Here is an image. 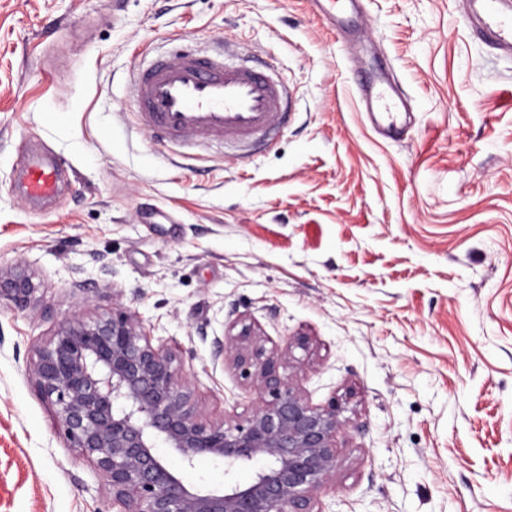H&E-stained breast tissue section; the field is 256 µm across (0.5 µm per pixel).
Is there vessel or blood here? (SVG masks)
I'll return each mask as SVG.
<instances>
[{
    "instance_id": "obj_1",
    "label": "vessel or blood",
    "mask_w": 512,
    "mask_h": 512,
    "mask_svg": "<svg viewBox=\"0 0 512 512\" xmlns=\"http://www.w3.org/2000/svg\"><path fill=\"white\" fill-rule=\"evenodd\" d=\"M473 32L505 54H512V0H480L470 19ZM368 112L393 116L397 104L381 81L366 85ZM132 103L137 128L175 147L233 143L271 146L288 118L285 78L271 77L243 64L230 66L223 52L206 58L184 52L135 70ZM64 173L45 149L30 153L18 187L34 200L55 199Z\"/></svg>"
}]
</instances>
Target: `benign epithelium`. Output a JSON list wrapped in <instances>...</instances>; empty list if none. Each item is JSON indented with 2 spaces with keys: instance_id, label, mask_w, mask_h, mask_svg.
Here are the masks:
<instances>
[{
  "instance_id": "obj_1",
  "label": "benign epithelium",
  "mask_w": 512,
  "mask_h": 512,
  "mask_svg": "<svg viewBox=\"0 0 512 512\" xmlns=\"http://www.w3.org/2000/svg\"><path fill=\"white\" fill-rule=\"evenodd\" d=\"M34 285L19 269L0 268V298L29 303ZM254 395L239 420L209 418L181 351L156 345L142 320L117 305L87 318L75 312L33 349L30 372L51 402L69 447L92 462L112 488L118 512H321L319 494L336 476V403L313 404L298 374L284 375L293 347L270 349L254 327L215 338ZM163 445L188 465L198 455L224 463V475L250 468L247 484L189 487L156 452Z\"/></svg>"
}]
</instances>
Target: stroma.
Instances as JSON below:
<instances>
[{"label": "stroma", "instance_id": "35a3bbf8", "mask_svg": "<svg viewBox=\"0 0 512 512\" xmlns=\"http://www.w3.org/2000/svg\"><path fill=\"white\" fill-rule=\"evenodd\" d=\"M468 0H364L337 32L312 0H0V512H113L27 365L75 310L119 304L179 347L208 416L254 399L215 359L232 322L270 344L344 423L321 512H512V55ZM184 44L288 80L268 150L176 153L131 116L134 64ZM410 105L362 112L358 68ZM67 176L51 206L15 183L30 144ZM186 484L224 465L160 449ZM34 285L30 276L19 269L3 270L0 267V300H9L15 307L24 308L29 303Z\"/></svg>", "mask_w": 512, "mask_h": 512}]
</instances>
